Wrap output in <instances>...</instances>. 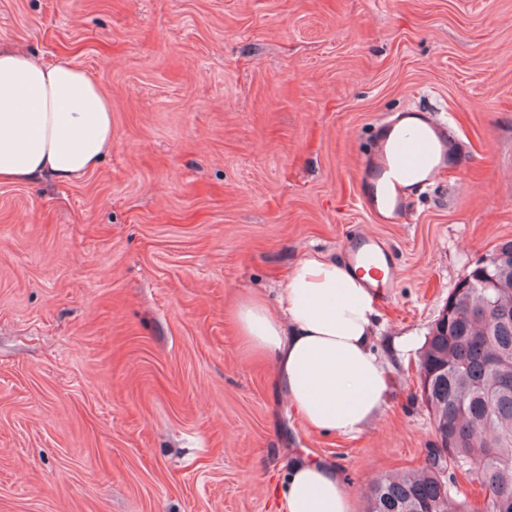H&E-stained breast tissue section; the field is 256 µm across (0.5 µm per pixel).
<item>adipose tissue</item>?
Wrapping results in <instances>:
<instances>
[{"label":"adipose tissue","instance_id":"ef3b65f1","mask_svg":"<svg viewBox=\"0 0 512 512\" xmlns=\"http://www.w3.org/2000/svg\"><path fill=\"white\" fill-rule=\"evenodd\" d=\"M112 149V102L70 61L0 48V183L60 182L93 171ZM369 273L347 259L310 254L286 275L277 306L240 296L232 321L244 350L272 363V384L319 433L351 436L378 416L390 367L372 346ZM333 463L301 460L288 471L279 512H353Z\"/></svg>","mask_w":512,"mask_h":512}]
</instances>
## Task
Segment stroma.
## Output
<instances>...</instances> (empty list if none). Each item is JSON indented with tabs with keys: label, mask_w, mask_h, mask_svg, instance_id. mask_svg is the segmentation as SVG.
<instances>
[{
	"label": "stroma",
	"mask_w": 512,
	"mask_h": 512,
	"mask_svg": "<svg viewBox=\"0 0 512 512\" xmlns=\"http://www.w3.org/2000/svg\"><path fill=\"white\" fill-rule=\"evenodd\" d=\"M70 60L112 101L72 182L0 184V512H278L301 458L367 512L435 444L418 351L512 240V0H0V47ZM436 112L462 164L381 224L356 197L376 122ZM380 239L390 398L310 431L246 358L236 299L310 252Z\"/></svg>",
	"instance_id": "1"
}]
</instances>
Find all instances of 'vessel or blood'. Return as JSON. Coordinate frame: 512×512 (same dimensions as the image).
Wrapping results in <instances>:
<instances>
[{"label":"vessel or blood","instance_id":"obj_1","mask_svg":"<svg viewBox=\"0 0 512 512\" xmlns=\"http://www.w3.org/2000/svg\"><path fill=\"white\" fill-rule=\"evenodd\" d=\"M456 146L444 123L419 111L382 122L374 153L364 165L358 197L371 215L387 222L400 217L411 186H424L452 169ZM386 252L374 238L362 239L352 262H381Z\"/></svg>","mask_w":512,"mask_h":512}]
</instances>
